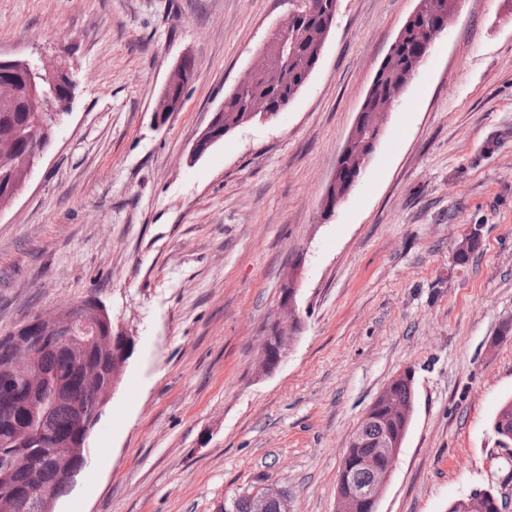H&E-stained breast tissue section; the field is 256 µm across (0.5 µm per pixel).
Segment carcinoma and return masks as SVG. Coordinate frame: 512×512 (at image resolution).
<instances>
[{
  "label": "carcinoma",
  "mask_w": 512,
  "mask_h": 512,
  "mask_svg": "<svg viewBox=\"0 0 512 512\" xmlns=\"http://www.w3.org/2000/svg\"><path fill=\"white\" fill-rule=\"evenodd\" d=\"M307 6L294 14L295 47L288 62L272 61L268 74L257 75L244 84V91L224 96V109L214 121V135L230 133L251 116L285 108L310 77L318 59L312 47L325 41L331 30L336 0H306ZM451 0H418L420 13L433 21ZM420 52L417 38L409 36L399 42L392 56L384 60L373 79V98L380 101L401 91L410 83L407 73ZM41 104L34 101L0 99V204L10 188L25 183L23 159L28 144L18 137V129L37 114ZM23 325L0 338V380L11 375L17 364L43 378L30 391L33 403L14 412L0 410V489L9 486L25 494L49 488L55 495L65 489L59 464L48 453L59 439L79 442L84 436L82 414L93 409L94 395L80 381L79 368L92 367L100 372L97 390L115 385L126 359L112 355V324L102 325L99 341L93 346L48 340L29 358H14V340L26 335ZM373 415L364 424L368 438L376 439L394 429L382 407L374 402ZM498 444L512 445V400L502 403L492 423Z\"/></svg>",
  "instance_id": "carcinoma-1"
}]
</instances>
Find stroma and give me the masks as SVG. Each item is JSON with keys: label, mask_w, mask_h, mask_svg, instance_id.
I'll return each mask as SVG.
<instances>
[{"label": "stroma", "mask_w": 512, "mask_h": 512, "mask_svg": "<svg viewBox=\"0 0 512 512\" xmlns=\"http://www.w3.org/2000/svg\"><path fill=\"white\" fill-rule=\"evenodd\" d=\"M417 0H338L288 109L193 145L291 0H0V56L64 61L69 110L0 212V336L93 297L134 347L55 512H220L260 481L335 512L351 436L414 372L378 512H446L512 472V0H463L358 186L321 199ZM195 55L182 111L154 108ZM468 262L455 250L471 227ZM300 263L297 315L281 284ZM288 356L260 364L273 323ZM492 432L501 447L512 445V400L502 403L492 423ZM503 443L507 444L504 445Z\"/></svg>", "instance_id": "stroma-1"}]
</instances>
